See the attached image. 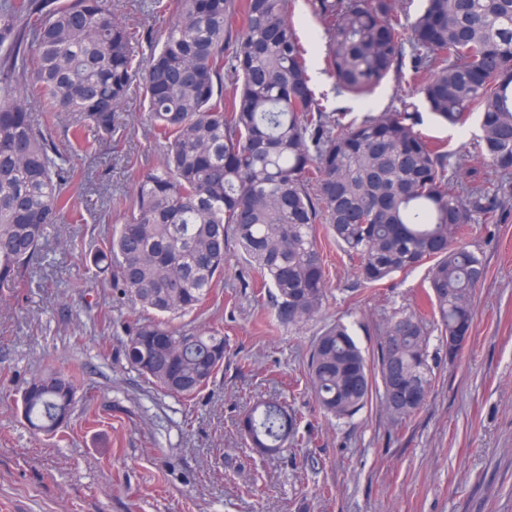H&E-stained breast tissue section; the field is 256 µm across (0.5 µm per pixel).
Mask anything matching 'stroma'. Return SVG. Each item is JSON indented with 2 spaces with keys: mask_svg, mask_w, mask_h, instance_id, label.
<instances>
[{
  "mask_svg": "<svg viewBox=\"0 0 512 512\" xmlns=\"http://www.w3.org/2000/svg\"><path fill=\"white\" fill-rule=\"evenodd\" d=\"M120 18L137 26L150 51L165 17L151 0H115ZM373 97L382 111L408 99L418 129L466 157V179L502 181L473 148L477 122L462 129L438 123L414 87L390 74ZM146 106L132 88L111 141L72 148V115L51 135L85 181L73 191L72 213L49 229L32 281L17 297L0 298V512H512V203L494 224L473 225L468 243L483 256L486 278L474 298L468 346L448 363L432 331L436 381L426 406L394 426L379 404L352 421L319 414L304 376L315 334L347 324L368 357L377 327L418 309L427 285L419 267L378 286L360 284L353 261L318 225L328 292L317 320L302 329L281 324L272 303L258 304L255 275L237 248L205 309L185 322L221 328L229 353L223 369L194 400L168 396L125 362V329L144 315L109 273L93 274L75 238L110 235L121 217L117 196L132 195L141 171L165 147L144 132ZM50 368L81 376L70 437L33 438L17 413L26 379ZM277 395L303 416L309 443L261 456L244 448L238 421L254 400ZM333 495L323 499V488Z\"/></svg>",
  "mask_w": 512,
  "mask_h": 512,
  "instance_id": "stroma-1",
  "label": "stroma"
}]
</instances>
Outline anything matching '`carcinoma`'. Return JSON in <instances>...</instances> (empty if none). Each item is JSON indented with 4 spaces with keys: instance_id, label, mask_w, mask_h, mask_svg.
I'll return each instance as SVG.
<instances>
[{
    "instance_id": "cac0c4a2",
    "label": "carcinoma",
    "mask_w": 512,
    "mask_h": 512,
    "mask_svg": "<svg viewBox=\"0 0 512 512\" xmlns=\"http://www.w3.org/2000/svg\"><path fill=\"white\" fill-rule=\"evenodd\" d=\"M290 0H153L168 15L145 56L137 31L112 0H0V297L31 279L48 228L72 208L77 168L46 133L74 112L72 136L116 131V112L144 72L145 132L167 144L138 178L124 222L96 250L155 317L130 325L126 363L164 392L190 399L224 364V333L175 326L204 305L235 243L271 294L280 323L299 329L327 294L318 224L356 263L360 281L383 283L428 265L423 305L441 336L471 333L475 289L486 267L463 238L491 224L507 186H468L464 158L415 130L414 104L344 122L317 92ZM323 22L324 70L347 93L366 96L403 72L405 41L418 51L408 83L442 124L465 127L479 114L475 149L512 175V0H426L404 28L391 0H308ZM429 78L423 80L420 74ZM39 86L44 121L21 94ZM429 330L420 312L380 329L369 361L338 321L313 339L307 375L320 412L349 420L373 397L398 424L426 404L434 382ZM77 376L49 369L21 391L30 430L61 436ZM302 422L276 397L253 403L238 428L252 451L297 445Z\"/></svg>"
}]
</instances>
